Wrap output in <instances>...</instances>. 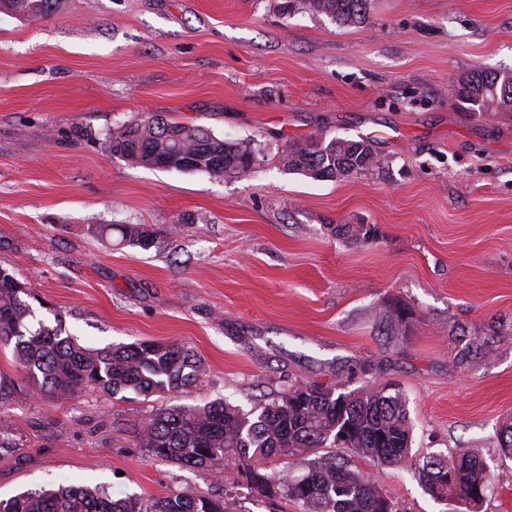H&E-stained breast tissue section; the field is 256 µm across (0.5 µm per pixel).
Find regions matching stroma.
Masks as SVG:
<instances>
[{
  "mask_svg": "<svg viewBox=\"0 0 512 512\" xmlns=\"http://www.w3.org/2000/svg\"><path fill=\"white\" fill-rule=\"evenodd\" d=\"M283 4L58 0L24 18L0 5V268L30 286L36 319L86 347L191 348L206 375L175 405L246 408L338 377L396 383L414 459L470 449L494 494L474 509L433 500L415 472L353 466L396 512H512L497 442L512 418V335L464 366L455 336L512 323V114L470 115L452 83L512 68V0H374L350 26ZM153 114L261 148L263 161L224 179L114 158L113 139ZM318 132L371 138L380 168L323 181L286 171L288 144ZM122 224L146 225L154 245L122 242ZM337 224L370 225L371 238L336 237ZM392 301L416 321L377 335ZM162 404L33 394L1 350L15 445L0 448V501L78 484L299 512L138 447L131 423Z\"/></svg>",
  "mask_w": 512,
  "mask_h": 512,
  "instance_id": "obj_1",
  "label": "stroma"
}]
</instances>
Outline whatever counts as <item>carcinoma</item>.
Instances as JSON below:
<instances>
[{"instance_id": "cac0c4a2", "label": "carcinoma", "mask_w": 512, "mask_h": 512, "mask_svg": "<svg viewBox=\"0 0 512 512\" xmlns=\"http://www.w3.org/2000/svg\"><path fill=\"white\" fill-rule=\"evenodd\" d=\"M23 12L38 3L37 13L56 0H7ZM325 14L340 24L362 22L372 0H292ZM458 100L480 116L512 111V71L476 67L453 78ZM112 155L131 165L149 167L161 159L165 169L192 170L235 179L255 172L250 162L260 149L219 138L195 126L150 116L127 127L112 143ZM285 169L315 180H335L381 166V158L367 138L347 139L314 134L294 142L283 152ZM336 235L354 243L370 240L366 224H338ZM124 241L147 248L153 234L139 224L121 228ZM26 283L0 269V348L9 349L30 388L60 400L93 391L109 396L175 395L197 386L205 366L185 346L141 341L120 347L91 349L61 326H30L34 310ZM378 332H407L414 312L392 302ZM461 348L458 364L488 352L494 337L504 335L503 324L491 325L482 337L465 327L456 331ZM139 447L170 464L189 468L225 465V481L246 479L262 492L281 488L284 497L304 512H396L392 497L378 486L373 474L351 468L327 448H343L375 466L402 467L412 443L408 401L390 383L368 382L350 390L340 381L294 383L272 400H259L248 410L222 399L200 408L160 407L131 423ZM311 456L307 470L286 479L266 464L280 456ZM420 480L425 491L440 501L482 503L493 489L489 468L476 454L460 448L450 457L423 458ZM3 512H225L224 500L193 495L162 497L150 503L114 499L103 489L70 485L55 490L20 494L3 503Z\"/></svg>"}]
</instances>
